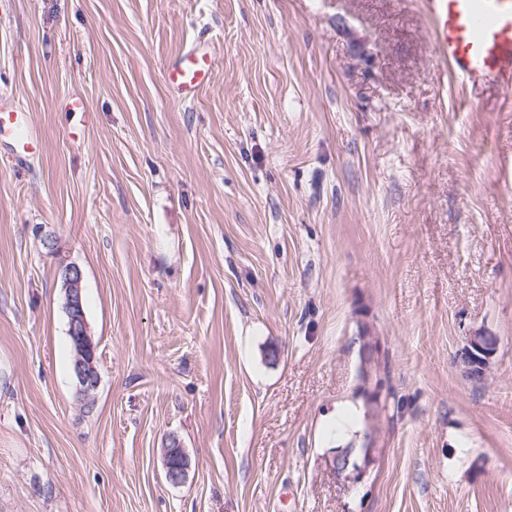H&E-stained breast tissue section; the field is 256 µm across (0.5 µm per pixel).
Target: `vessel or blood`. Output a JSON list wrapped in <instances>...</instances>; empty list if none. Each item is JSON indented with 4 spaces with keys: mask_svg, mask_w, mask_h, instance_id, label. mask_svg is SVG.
I'll use <instances>...</instances> for the list:
<instances>
[{
    "mask_svg": "<svg viewBox=\"0 0 512 512\" xmlns=\"http://www.w3.org/2000/svg\"><path fill=\"white\" fill-rule=\"evenodd\" d=\"M422 5L439 60L463 84L512 87V0H422ZM212 69V54L201 47L167 68L165 81L183 98H191ZM25 112L10 97H0V138L14 140L23 155L31 156L40 137Z\"/></svg>",
    "mask_w": 512,
    "mask_h": 512,
    "instance_id": "obj_1",
    "label": "vessel or blood"
}]
</instances>
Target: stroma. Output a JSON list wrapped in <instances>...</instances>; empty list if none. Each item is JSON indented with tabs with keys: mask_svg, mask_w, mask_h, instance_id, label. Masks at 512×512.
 Wrapping results in <instances>:
<instances>
[{
	"mask_svg": "<svg viewBox=\"0 0 512 512\" xmlns=\"http://www.w3.org/2000/svg\"><path fill=\"white\" fill-rule=\"evenodd\" d=\"M1 93L41 149L0 143V512H512V92L453 78L421 0H0ZM213 69L212 53L200 46L184 56L165 72L166 83L183 98H192L210 79ZM63 276L65 289L70 292V299L67 303V306L70 316L71 334L84 339L81 353L76 357L77 346L73 336H70L75 354V374L80 382V387L83 388V392L89 396L91 395L92 391L96 389L98 382L93 365L94 345L90 336H88L86 319L83 313V297L81 304L82 272L78 267L70 266L65 269ZM499 344L496 336L482 329H475L468 338L463 352V362L469 378L483 379L489 367V361ZM171 448H164V469H165V478L167 482L172 485H178L185 481L188 471V458L183 450V448H179V462H173L171 457Z\"/></svg>",
	"mask_w": 512,
	"mask_h": 512,
	"instance_id": "35a3bbf8",
	"label": "stroma"
}]
</instances>
